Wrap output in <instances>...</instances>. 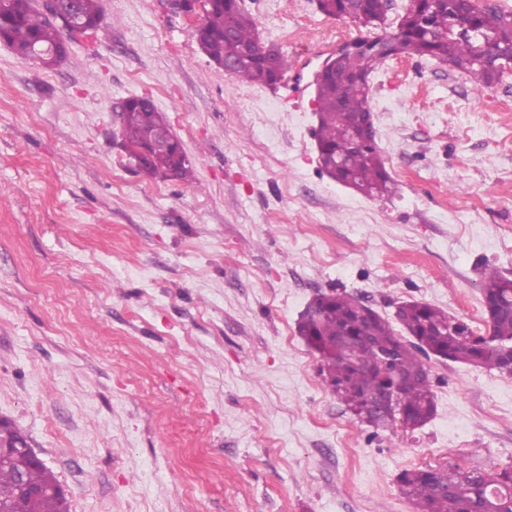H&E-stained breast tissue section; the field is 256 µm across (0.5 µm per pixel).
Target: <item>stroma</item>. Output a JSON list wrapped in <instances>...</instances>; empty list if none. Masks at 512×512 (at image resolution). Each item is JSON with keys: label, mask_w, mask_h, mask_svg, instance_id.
Segmentation results:
<instances>
[{"label": "stroma", "mask_w": 512, "mask_h": 512, "mask_svg": "<svg viewBox=\"0 0 512 512\" xmlns=\"http://www.w3.org/2000/svg\"><path fill=\"white\" fill-rule=\"evenodd\" d=\"M288 62L239 82L165 0H103L107 39L46 69L0 42V419L69 512H415L411 467L512 466V376L430 358L420 429L360 422L297 323L320 292L469 319L512 278V72L476 89L401 55L370 76L397 191L318 163L313 75L364 35L317 0H241ZM302 31L284 39L282 29ZM146 96L194 171L130 165L113 105Z\"/></svg>", "instance_id": "obj_1"}]
</instances>
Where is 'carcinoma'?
I'll list each match as a JSON object with an SVG mask.
<instances>
[{
	"label": "carcinoma",
	"instance_id": "obj_1",
	"mask_svg": "<svg viewBox=\"0 0 512 512\" xmlns=\"http://www.w3.org/2000/svg\"><path fill=\"white\" fill-rule=\"evenodd\" d=\"M389 0H321V11L331 17L350 18L364 28H376L385 21ZM475 14L478 34H460L448 29V4L444 0H409L398 23L396 34L375 37L377 44L367 50L349 54L338 70L370 76L387 60L402 54L436 60L448 70L467 75L477 87H490L500 80L483 60L481 45L508 52L512 50V12L483 6L479 0H464ZM75 7L93 33L102 28V0H76ZM233 21L234 38L224 37V25ZM58 16H50L33 0H0V40L18 55L28 58L36 49L46 51L42 66L52 68L57 62L51 55L65 57L68 45ZM196 39L202 52L211 60L222 62L236 54L238 48H258L259 35L253 19L239 0H220L203 6L202 27ZM231 76L246 83L276 86L281 78L256 60L235 69ZM369 82H349L339 86L336 73L323 76L316 88L319 158L329 177L369 197H383L391 192V177L381 160L376 139L353 149L349 128L356 113L371 114ZM166 126L148 97H134L124 110L120 123V145L128 150L142 147ZM147 173L162 179L190 177L186 155L175 151L154 152L147 162ZM484 309L495 316L487 318L489 335L484 336L464 324L467 334L449 331L452 317L424 302H406L395 317L413 341L407 343L387 318L360 298L345 291L317 294L310 307L312 313L301 315L299 335L321 359L320 374L328 389L361 421L384 428L399 424L416 429L435 412L432 381L423 353L438 358L487 367L505 372L499 346L512 343V317L501 314L512 309V279L487 266L483 271ZM393 352L396 366L409 377L400 389L399 402L404 419L387 420L368 405L373 392L381 389L388 376L379 367L380 356ZM26 437L9 420L0 422V510L14 512H68L65 494L59 492L54 473L41 463L28 462L20 445ZM42 490V495L28 502L20 484ZM401 493L415 506L416 512H512V469L499 472L459 468L405 469L398 475ZM454 485L457 492L444 489Z\"/></svg>",
	"mask_w": 512,
	"mask_h": 512
}]
</instances>
